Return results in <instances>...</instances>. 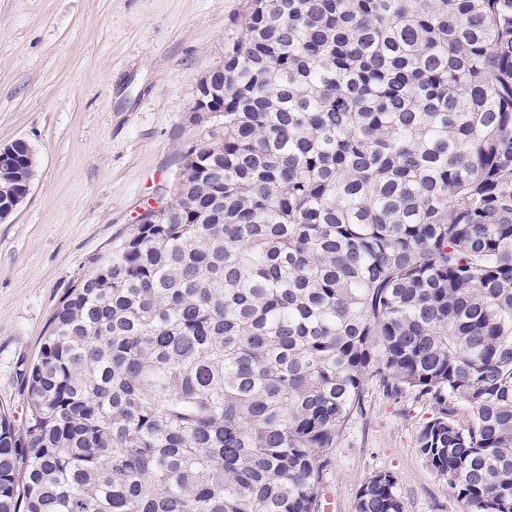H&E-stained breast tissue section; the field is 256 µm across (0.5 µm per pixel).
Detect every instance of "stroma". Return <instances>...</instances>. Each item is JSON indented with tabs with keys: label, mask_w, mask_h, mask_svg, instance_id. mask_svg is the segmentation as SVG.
Listing matches in <instances>:
<instances>
[{
	"label": "stroma",
	"mask_w": 512,
	"mask_h": 512,
	"mask_svg": "<svg viewBox=\"0 0 512 512\" xmlns=\"http://www.w3.org/2000/svg\"><path fill=\"white\" fill-rule=\"evenodd\" d=\"M246 17V0H0V145L26 141L37 160L26 200L0 221V409L16 427L21 371L61 297L171 194L198 133L197 84ZM433 414L415 393L371 387L331 450L322 504L355 512L382 471L405 512H465L417 450Z\"/></svg>",
	"instance_id": "obj_1"
}]
</instances>
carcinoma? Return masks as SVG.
Listing matches in <instances>:
<instances>
[{
	"mask_svg": "<svg viewBox=\"0 0 512 512\" xmlns=\"http://www.w3.org/2000/svg\"><path fill=\"white\" fill-rule=\"evenodd\" d=\"M169 208L92 261L0 411V512H320L368 384L512 512V0H249ZM35 176L22 144L11 206ZM356 512H404L389 472Z\"/></svg>",
	"mask_w": 512,
	"mask_h": 512,
	"instance_id": "obj_1",
	"label": "carcinoma"
}]
</instances>
